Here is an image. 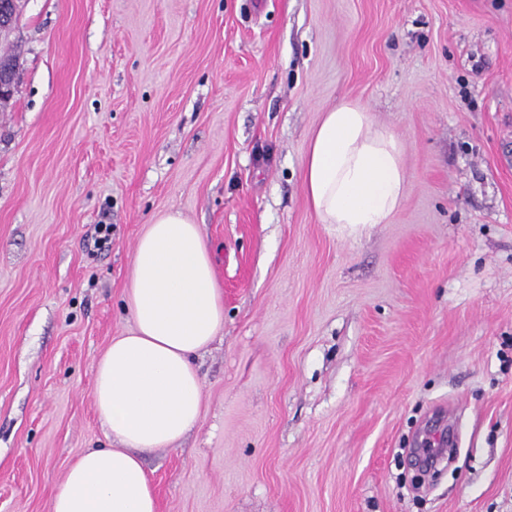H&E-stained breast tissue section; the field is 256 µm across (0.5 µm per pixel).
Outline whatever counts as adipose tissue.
<instances>
[{
  "label": "adipose tissue",
  "mask_w": 512,
  "mask_h": 512,
  "mask_svg": "<svg viewBox=\"0 0 512 512\" xmlns=\"http://www.w3.org/2000/svg\"><path fill=\"white\" fill-rule=\"evenodd\" d=\"M404 147L363 106L325 112L302 161L306 199L324 224H386L408 181ZM132 325L96 364L92 394L114 445L77 457L50 512H158L141 452L170 448L198 423L203 387L194 358L224 327V292L198 225L176 210L139 237L125 294Z\"/></svg>",
  "instance_id": "1"
}]
</instances>
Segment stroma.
Masks as SVG:
<instances>
[{"instance_id":"stroma-1","label":"stroma","mask_w":512,"mask_h":512,"mask_svg":"<svg viewBox=\"0 0 512 512\" xmlns=\"http://www.w3.org/2000/svg\"><path fill=\"white\" fill-rule=\"evenodd\" d=\"M0 53V512L111 447L94 370L169 209L224 328L197 426L143 456L159 512H512V0H21ZM343 100L404 145L391 223L306 200Z\"/></svg>"}]
</instances>
